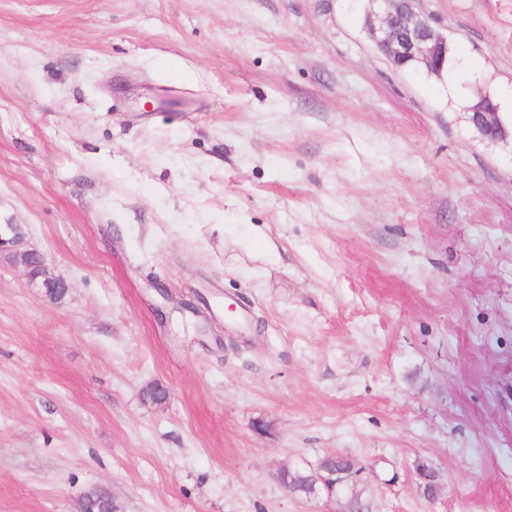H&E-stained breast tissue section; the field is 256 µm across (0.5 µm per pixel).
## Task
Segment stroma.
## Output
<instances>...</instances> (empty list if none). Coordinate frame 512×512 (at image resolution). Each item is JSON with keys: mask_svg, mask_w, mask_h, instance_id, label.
Returning a JSON list of instances; mask_svg holds the SVG:
<instances>
[{"mask_svg": "<svg viewBox=\"0 0 512 512\" xmlns=\"http://www.w3.org/2000/svg\"><path fill=\"white\" fill-rule=\"evenodd\" d=\"M368 7L0 0V224L68 282L0 250V512H339L277 478L328 453L373 512H512V117ZM414 7L512 86V0ZM455 51L453 58L448 64V72L444 73V82L447 86L448 99L452 100L454 105H461L472 96L468 87L458 84L454 78ZM471 120L486 136L496 138L502 133V125L496 106L491 99L482 96L471 108ZM3 226V229H0V250L8 245L16 248L15 254L28 270L30 277L34 279L42 278V286L49 297L55 295L58 289H67L65 277L60 273L50 272L44 258L38 252L21 249V233L16 225L4 224Z\"/></svg>", "mask_w": 512, "mask_h": 512, "instance_id": "35a3bbf8", "label": "stroma"}]
</instances>
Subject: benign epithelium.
Returning <instances> with one entry per match:
<instances>
[{"label":"benign epithelium","mask_w":512,"mask_h":512,"mask_svg":"<svg viewBox=\"0 0 512 512\" xmlns=\"http://www.w3.org/2000/svg\"><path fill=\"white\" fill-rule=\"evenodd\" d=\"M369 2L373 8L365 27L367 37L394 67L404 71L419 64L431 71H442L448 61V37L414 9V0ZM471 120L490 138L502 133L497 108L489 98L481 97L471 108ZM8 245L15 248L16 256L30 277L42 279L47 295L67 288L65 277L50 272L38 252L22 248L21 233L14 224H6L0 229V248ZM110 502L107 493L97 491L84 499L81 512H106Z\"/></svg>","instance_id":"1"}]
</instances>
